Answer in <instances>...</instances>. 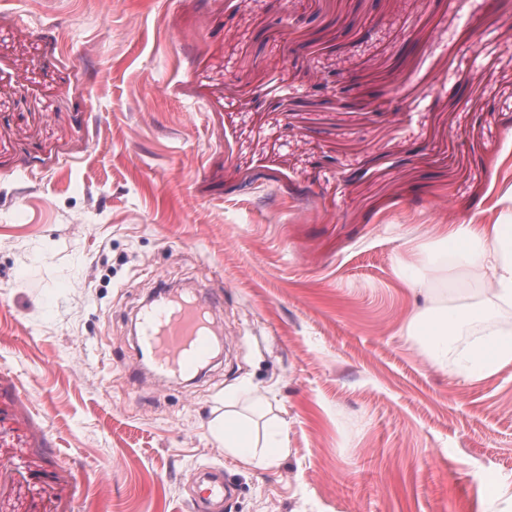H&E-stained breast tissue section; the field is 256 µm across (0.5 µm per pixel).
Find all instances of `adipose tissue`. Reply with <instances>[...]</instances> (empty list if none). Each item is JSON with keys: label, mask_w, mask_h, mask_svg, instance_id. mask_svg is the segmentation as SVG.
Here are the masks:
<instances>
[{"label": "adipose tissue", "mask_w": 512, "mask_h": 512, "mask_svg": "<svg viewBox=\"0 0 512 512\" xmlns=\"http://www.w3.org/2000/svg\"><path fill=\"white\" fill-rule=\"evenodd\" d=\"M419 271L414 287L432 291L429 306L406 323L430 363L461 382H480L512 365V219L498 224H441L432 241L410 250ZM235 402H228L211 434L244 465L267 467L285 449L280 427L269 440L254 437Z\"/></svg>", "instance_id": "1"}]
</instances>
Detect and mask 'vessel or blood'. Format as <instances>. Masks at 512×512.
Wrapping results in <instances>:
<instances>
[{"label": "vessel or blood", "instance_id": "obj_1", "mask_svg": "<svg viewBox=\"0 0 512 512\" xmlns=\"http://www.w3.org/2000/svg\"><path fill=\"white\" fill-rule=\"evenodd\" d=\"M209 313V301L198 296L171 297L141 310L140 342L160 372L174 377L186 375L210 358ZM198 491L201 499L213 501L224 499L229 489L223 478L207 474L201 478Z\"/></svg>", "mask_w": 512, "mask_h": 512}]
</instances>
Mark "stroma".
Wrapping results in <instances>:
<instances>
[{
  "label": "stroma",
  "instance_id": "35a3bbf8",
  "mask_svg": "<svg viewBox=\"0 0 512 512\" xmlns=\"http://www.w3.org/2000/svg\"><path fill=\"white\" fill-rule=\"evenodd\" d=\"M512 187V0H0V512H495L512 366L465 385L399 263ZM223 356L160 381V283ZM267 399L266 468L209 431ZM199 496L205 501L222 500L229 493V488L224 485V478L216 475H204L198 486Z\"/></svg>",
  "mask_w": 512,
  "mask_h": 512
}]
</instances>
